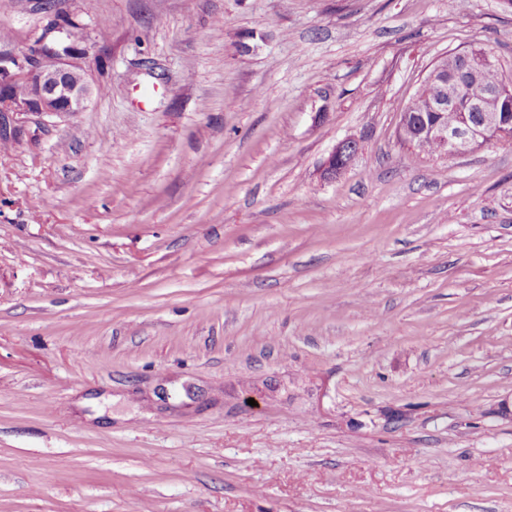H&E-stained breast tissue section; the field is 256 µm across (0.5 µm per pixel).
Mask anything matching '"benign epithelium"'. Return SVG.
Wrapping results in <instances>:
<instances>
[{"label":"benign epithelium","mask_w":512,"mask_h":512,"mask_svg":"<svg viewBox=\"0 0 512 512\" xmlns=\"http://www.w3.org/2000/svg\"><path fill=\"white\" fill-rule=\"evenodd\" d=\"M68 29L60 25L34 31L23 48L0 45V137L22 141L28 124L46 115L62 116L85 110L97 93L82 65L86 48L71 45L63 51ZM438 58L424 77L441 96L433 106L440 113L455 106L466 85L478 71L495 65L487 54H460L453 75ZM468 114L463 123L448 127L425 122L421 140L439 145L445 155L462 156L485 146L512 140V78L500 77L493 88L466 98ZM359 150V142L340 141L324 163V172L335 176L345 170Z\"/></svg>","instance_id":"1"}]
</instances>
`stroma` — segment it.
Instances as JSON below:
<instances>
[{
  "mask_svg": "<svg viewBox=\"0 0 512 512\" xmlns=\"http://www.w3.org/2000/svg\"><path fill=\"white\" fill-rule=\"evenodd\" d=\"M57 8L98 93L0 147V512H512V143L398 138L512 8ZM359 150V142L348 138L340 141L324 163V172L329 176H336L345 170L352 157Z\"/></svg>",
  "mask_w": 512,
  "mask_h": 512,
  "instance_id": "obj_1",
  "label": "stroma"
}]
</instances>
